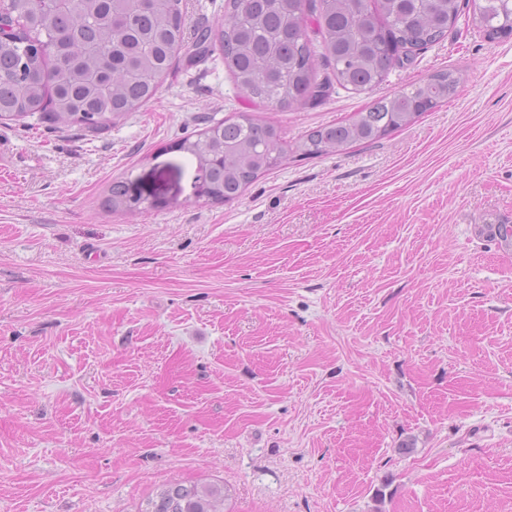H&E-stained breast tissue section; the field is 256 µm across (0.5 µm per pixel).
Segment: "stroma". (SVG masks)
I'll return each instance as SVG.
<instances>
[{
	"label": "stroma",
	"mask_w": 512,
	"mask_h": 512,
	"mask_svg": "<svg viewBox=\"0 0 512 512\" xmlns=\"http://www.w3.org/2000/svg\"><path fill=\"white\" fill-rule=\"evenodd\" d=\"M374 143L290 155L236 201L174 148L248 112L287 144L440 71ZM158 206L115 213L113 180ZM512 36L473 7L370 93L250 102L220 57L88 133L0 123V512H512ZM227 491L224 485L162 486L138 512H224Z\"/></svg>",
	"instance_id": "35a3bbf8"
}]
</instances>
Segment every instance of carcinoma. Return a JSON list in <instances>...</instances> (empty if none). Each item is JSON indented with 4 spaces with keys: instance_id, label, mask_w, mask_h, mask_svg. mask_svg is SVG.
Returning a JSON list of instances; mask_svg holds the SVG:
<instances>
[{
    "instance_id": "obj_1",
    "label": "carcinoma",
    "mask_w": 512,
    "mask_h": 512,
    "mask_svg": "<svg viewBox=\"0 0 512 512\" xmlns=\"http://www.w3.org/2000/svg\"><path fill=\"white\" fill-rule=\"evenodd\" d=\"M486 38L512 36V0H479ZM460 0H225L224 19L188 30L181 0H6L0 6V120L46 119L97 133L157 94L185 49L219 52L239 90L279 109L323 99L332 83L372 91L390 70L443 39ZM316 26V37L307 29ZM333 77L318 79V64ZM460 76L433 75L385 97L345 122L310 130L284 147L281 129L247 112L217 121L175 148L197 161V199L232 202L288 154L320 156L370 143L406 127L452 97ZM114 212L143 201L129 181H114ZM221 485L169 484L138 512H224Z\"/></svg>"
}]
</instances>
